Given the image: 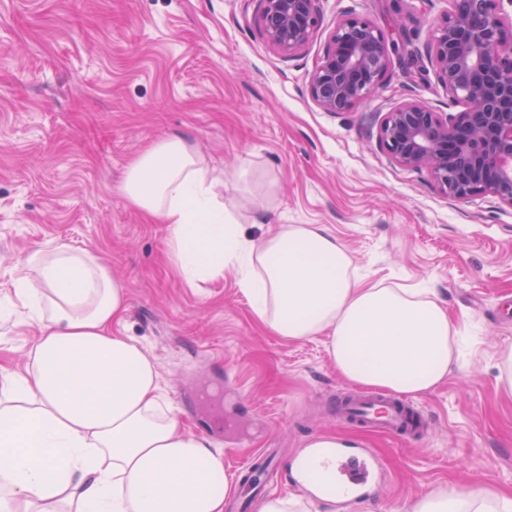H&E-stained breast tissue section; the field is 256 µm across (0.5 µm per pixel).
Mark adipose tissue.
<instances>
[{"instance_id":"adipose-tissue-1","label":"adipose tissue","mask_w":512,"mask_h":512,"mask_svg":"<svg viewBox=\"0 0 512 512\" xmlns=\"http://www.w3.org/2000/svg\"><path fill=\"white\" fill-rule=\"evenodd\" d=\"M119 191L165 225L181 275L235 271L258 321L289 342L324 337L350 383L417 397L447 378L460 329L431 290L364 282L323 224L245 239L223 173L184 139L135 157ZM25 265L0 296V317L37 330L25 371L0 372V512H224V455L160 402L145 348L113 332L127 295L105 261L61 244ZM408 512H512V497L437 486Z\"/></svg>"}]
</instances>
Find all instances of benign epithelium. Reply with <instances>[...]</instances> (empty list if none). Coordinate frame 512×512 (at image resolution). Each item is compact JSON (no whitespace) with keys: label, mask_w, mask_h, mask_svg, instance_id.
I'll list each match as a JSON object with an SVG mask.
<instances>
[{"label":"benign epithelium","mask_w":512,"mask_h":512,"mask_svg":"<svg viewBox=\"0 0 512 512\" xmlns=\"http://www.w3.org/2000/svg\"><path fill=\"white\" fill-rule=\"evenodd\" d=\"M270 47L290 57L320 25L318 0H257ZM512 0H451L426 51L440 82L462 104L435 112L410 100L386 113L379 146L400 166L426 171L446 197L490 194L512 207ZM396 46L370 18L336 21L309 92L326 112H347L380 86Z\"/></svg>","instance_id":"1"}]
</instances>
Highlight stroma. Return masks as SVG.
Here are the masks:
<instances>
[{"label": "stroma", "mask_w": 512, "mask_h": 512, "mask_svg": "<svg viewBox=\"0 0 512 512\" xmlns=\"http://www.w3.org/2000/svg\"><path fill=\"white\" fill-rule=\"evenodd\" d=\"M449 0H319L309 44L284 57L257 25L256 0H0V286L33 251H96L129 309L112 329L141 342L184 428L216 443L228 474L265 448L292 458L336 435L370 448L384 475L366 498L322 512H406L433 486L512 494V396L498 382L512 344V207L490 195L452 200L427 173L382 150L396 105L461 106L426 50ZM367 16L395 40L379 89L329 113L309 93L337 19ZM184 138L234 188L241 169L271 173L265 206L242 191L241 232L323 224L369 281L428 288L464 332L435 391L414 398L417 438L372 434L336 418L359 394L321 339L289 343L265 328L234 272L187 282L166 256V227L145 222L119 187L154 142Z\"/></svg>", "instance_id": "obj_1"}]
</instances>
